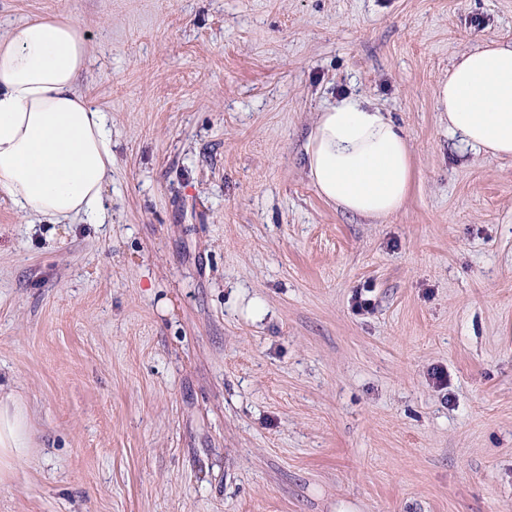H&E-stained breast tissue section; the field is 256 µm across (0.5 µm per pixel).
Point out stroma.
Masks as SVG:
<instances>
[{
    "mask_svg": "<svg viewBox=\"0 0 512 512\" xmlns=\"http://www.w3.org/2000/svg\"><path fill=\"white\" fill-rule=\"evenodd\" d=\"M49 15L112 116L108 217L32 224L0 191L32 445L0 512H512V157L434 95L512 42V0H0V34ZM349 94L409 141L381 220L308 177Z\"/></svg>",
    "mask_w": 512,
    "mask_h": 512,
    "instance_id": "stroma-1",
    "label": "stroma"
}]
</instances>
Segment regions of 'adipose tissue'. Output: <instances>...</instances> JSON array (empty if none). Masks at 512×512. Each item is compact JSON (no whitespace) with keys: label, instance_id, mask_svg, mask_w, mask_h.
Listing matches in <instances>:
<instances>
[{"label":"adipose tissue","instance_id":"adipose-tissue-1","mask_svg":"<svg viewBox=\"0 0 512 512\" xmlns=\"http://www.w3.org/2000/svg\"><path fill=\"white\" fill-rule=\"evenodd\" d=\"M88 49L69 18H35L0 35V189L19 215L57 224L104 223L112 171L108 113L78 88ZM448 132L471 150L512 156V44L462 52L436 88ZM308 176L343 210L381 219L402 206L411 181L407 137L384 112L348 95L319 112L306 144ZM25 411L0 380V481L29 455Z\"/></svg>","mask_w":512,"mask_h":512}]
</instances>
